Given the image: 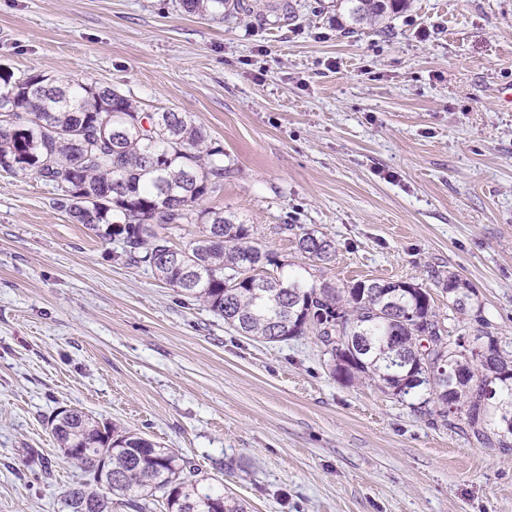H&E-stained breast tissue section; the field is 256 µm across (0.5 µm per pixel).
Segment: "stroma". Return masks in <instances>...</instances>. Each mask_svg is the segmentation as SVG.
<instances>
[{"label":"stroma","instance_id":"stroma-1","mask_svg":"<svg viewBox=\"0 0 512 512\" xmlns=\"http://www.w3.org/2000/svg\"><path fill=\"white\" fill-rule=\"evenodd\" d=\"M246 2L227 24L180 0H0V68L188 113L230 170L202 208L284 269L419 284L450 328L455 273L512 336V0H412L354 36L332 0H290L287 24ZM63 408L175 450L248 512H512V452L334 378L315 337L238 335L0 171V512H60L83 481L50 433ZM299 250L313 259L324 260L335 252L332 242L315 231L306 230L298 238Z\"/></svg>","mask_w":512,"mask_h":512}]
</instances>
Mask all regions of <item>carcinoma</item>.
Masks as SVG:
<instances>
[{
    "instance_id": "cac0c4a2",
    "label": "carcinoma",
    "mask_w": 512,
    "mask_h": 512,
    "mask_svg": "<svg viewBox=\"0 0 512 512\" xmlns=\"http://www.w3.org/2000/svg\"><path fill=\"white\" fill-rule=\"evenodd\" d=\"M240 0H182L188 13L240 14ZM345 31L376 25L407 0H338ZM0 170L31 174L55 204L97 237L119 241L128 264L206 304L242 336L268 343L312 335L330 356L331 373L352 384L370 381L423 416L483 448L512 451V337L491 330L471 283L448 274V308L476 323L454 336L430 293L403 280H364L343 288L306 283L296 273H270L272 257L235 214L195 211L224 186V151L188 115L144 112L120 91L97 83L23 78L0 69ZM202 221L183 246L173 237ZM299 250L324 260L332 242L311 230ZM433 337V346L422 335ZM350 336L352 347L336 345ZM481 344L476 364L470 341ZM455 411L448 410V404ZM50 431L67 462L86 480L62 496L64 512H112V496L128 512H247L224 484L201 474L171 448L142 434L100 424L80 409H64ZM107 467L98 466L99 458ZM104 488L107 493L99 492Z\"/></svg>"
}]
</instances>
